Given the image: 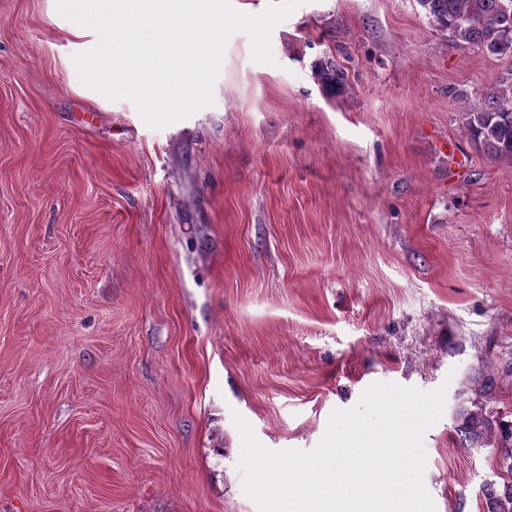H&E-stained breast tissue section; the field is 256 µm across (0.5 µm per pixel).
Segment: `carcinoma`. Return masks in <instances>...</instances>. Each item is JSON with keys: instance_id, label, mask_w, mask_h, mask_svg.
I'll list each match as a JSON object with an SVG mask.
<instances>
[{"instance_id": "cac0c4a2", "label": "carcinoma", "mask_w": 512, "mask_h": 512, "mask_svg": "<svg viewBox=\"0 0 512 512\" xmlns=\"http://www.w3.org/2000/svg\"><path fill=\"white\" fill-rule=\"evenodd\" d=\"M437 30L453 44L475 45L491 55L512 57V0H417ZM315 78L333 94L343 91L347 81L344 68L334 55L314 64ZM468 135L495 160L512 163V78L485 96L484 104L465 113ZM458 431L471 443H481L494 432L489 416L459 409ZM500 468L512 475V424L499 423ZM483 494L489 512H512V481L502 491L485 484Z\"/></svg>"}]
</instances>
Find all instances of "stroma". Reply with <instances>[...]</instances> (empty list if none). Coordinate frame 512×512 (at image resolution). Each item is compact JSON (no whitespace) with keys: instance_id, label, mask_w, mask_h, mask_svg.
<instances>
[{"instance_id":"1","label":"stroma","mask_w":512,"mask_h":512,"mask_svg":"<svg viewBox=\"0 0 512 512\" xmlns=\"http://www.w3.org/2000/svg\"><path fill=\"white\" fill-rule=\"evenodd\" d=\"M97 41L0 0V512H258L233 414L309 450L376 382L446 387L425 487L488 512L499 452L455 413L512 421V166L465 115L512 58L417 0H306L273 64L235 33L213 105L156 130L80 82ZM314 75L332 94H339L345 88L347 75L333 54H325L314 64ZM457 431L464 434V439L472 444L481 443L494 432V420L482 412L459 409L456 412Z\"/></svg>"}]
</instances>
